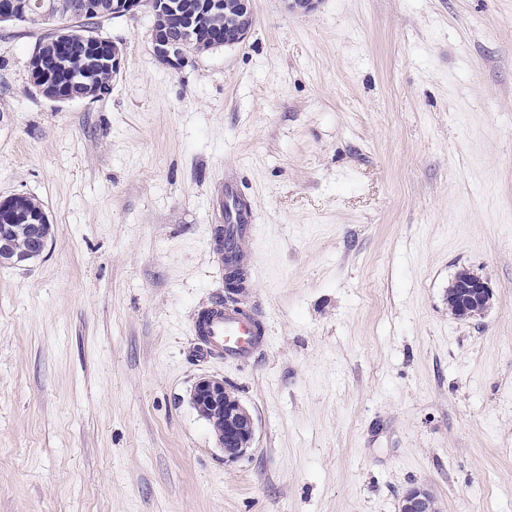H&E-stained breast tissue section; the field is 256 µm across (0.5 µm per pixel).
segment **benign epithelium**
Wrapping results in <instances>:
<instances>
[{"mask_svg": "<svg viewBox=\"0 0 512 512\" xmlns=\"http://www.w3.org/2000/svg\"><path fill=\"white\" fill-rule=\"evenodd\" d=\"M253 0H238L237 15L224 25V37L219 47H231L242 43L249 35L254 23ZM144 7L157 10H175L170 0H112V17L134 15ZM189 29L178 26L177 31L161 32L151 39L156 60L165 66L177 68L187 59L184 43ZM16 214L5 215L0 224V265L23 267L32 259L43 257L51 244L44 233L43 224L47 218H35L25 225L24 232L29 244H21L12 238L15 229L11 222ZM454 281L468 294L459 299L448 297L451 313L462 319H476L490 308L494 295L493 287L482 276L469 271L458 272ZM191 403L201 417L211 425L218 446L224 450V457L236 460L251 449L255 438V420L251 411L225 385L224 380L205 375L196 380L191 389ZM400 512H438L433 494L423 486L407 490L401 499Z\"/></svg>", "mask_w": 512, "mask_h": 512, "instance_id": "1", "label": "benign epithelium"}]
</instances>
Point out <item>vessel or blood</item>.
<instances>
[{"label":"vessel or blood","mask_w":512,"mask_h":512,"mask_svg":"<svg viewBox=\"0 0 512 512\" xmlns=\"http://www.w3.org/2000/svg\"><path fill=\"white\" fill-rule=\"evenodd\" d=\"M254 236L251 208L240 200L236 182L225 181L224 221L212 233V248L225 271L241 266L244 247ZM192 330L216 358L227 362L254 359L267 345L266 330L258 315L236 299L217 300L200 309Z\"/></svg>","instance_id":"vessel-or-blood-1"}]
</instances>
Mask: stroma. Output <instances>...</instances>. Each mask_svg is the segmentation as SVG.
<instances>
[{"label":"stroma","instance_id":"1","mask_svg":"<svg viewBox=\"0 0 512 512\" xmlns=\"http://www.w3.org/2000/svg\"><path fill=\"white\" fill-rule=\"evenodd\" d=\"M234 47L173 69L148 10L103 23L112 92L32 84L0 25V199L53 242L0 266V512H512V0H255ZM235 179L256 235L255 360L204 357L209 245ZM463 269L494 289L448 311ZM203 375L253 412L225 459ZM454 281L471 293L465 294L463 299H458L456 295L448 297V308L451 313L462 319H476L484 315L490 308L494 295L489 281L469 270L459 271ZM400 512H438L433 494L423 486L407 490L401 499Z\"/></svg>","mask_w":512,"mask_h":512}]
</instances>
